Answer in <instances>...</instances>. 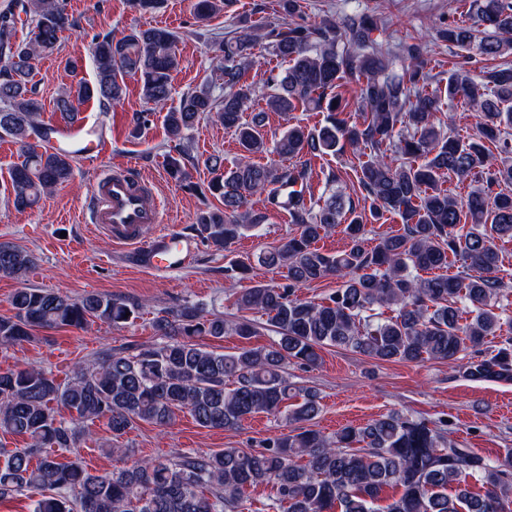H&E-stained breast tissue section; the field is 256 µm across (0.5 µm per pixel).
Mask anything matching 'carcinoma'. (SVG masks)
Instances as JSON below:
<instances>
[{"instance_id": "obj_1", "label": "carcinoma", "mask_w": 512, "mask_h": 512, "mask_svg": "<svg viewBox=\"0 0 512 512\" xmlns=\"http://www.w3.org/2000/svg\"><path fill=\"white\" fill-rule=\"evenodd\" d=\"M299 0H281L277 17L263 25L245 21L226 36L211 37L209 78L172 104V76L182 59L179 35L166 28H134L105 36L93 46L96 82L65 87L56 99L60 120L79 117L81 105L97 99L119 105L125 78L140 84L148 111L135 124L164 113L169 137L181 141L205 116L235 132L239 158L224 167L210 156L211 194L220 205L197 213L194 231L219 252L248 232L266 213L252 208L255 195L288 211L294 233L282 244L260 250L257 262L270 271L287 270L283 281L257 282L240 291L236 306L267 316L276 334L268 346L234 352L209 349L202 336L242 338L256 333L248 319L228 322L198 305H181L153 320L166 341L136 351L107 348L81 362L67 381L35 367L0 373V431L24 436L25 448L0 445V498L28 492L32 512H239L246 489L270 484L274 512H512V456L495 463L450 438L444 425L390 413L333 437L301 428L264 441L256 453L224 448L182 453L173 460L134 459L115 445L107 454L123 466L92 474L78 463L62 464L48 448L76 452L89 424L105 417L112 440L141 421L170 425L188 412L207 429H239L249 417L285 413L307 422L321 411L318 395L297 389L284 375L290 364H314L325 347L349 349L374 360L453 363L470 350L463 374L472 381L512 382V339L484 347L488 339L512 333V319L499 312L509 286L500 276L499 243L512 241V0H471L473 22H450L435 41L467 53L448 71L443 89L428 93L435 78L423 61L420 42L390 48L378 40L377 22L350 14L337 24L323 19L298 23ZM224 9V0H197L194 17L204 25ZM34 26L16 41L24 19ZM75 27L62 0H10L0 11V138H10L23 160L8 172L16 210L38 203L49 191L69 184L74 156L35 143L43 133L42 103L32 82L35 60L53 52L62 34ZM288 61L270 76L262 92L249 73L261 66L255 49ZM479 56L484 65L469 66ZM356 83L357 108L338 88ZM448 105L464 100L476 112L478 133L461 137L435 122L441 96ZM267 110L243 120L257 97ZM283 116L301 110L327 113L326 124L287 126L267 141L266 111ZM351 151L358 191L368 208L358 209L344 192L324 199L305 195L308 157ZM269 160L259 163L257 155ZM293 159L284 166L281 161ZM185 152L169 154L166 165L177 183L186 179ZM473 178L480 186L465 198L442 188L444 177ZM403 224L369 245L366 217L385 214ZM341 229L347 244L325 252L316 243ZM455 263L461 271L444 275ZM34 257L0 242V273L26 277ZM433 271L435 275L422 277ZM332 276L340 285L316 303L299 292ZM14 315L0 318V349L33 337L37 329H82L101 321L118 326L139 316L143 304L110 294L72 298L45 288L23 287L11 298ZM393 312L384 316V310ZM301 397L291 404L289 400ZM69 417L58 416V409ZM482 492L468 489L469 481ZM387 488L399 496L380 506Z\"/></svg>"}]
</instances>
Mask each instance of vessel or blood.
<instances>
[{"label": "vessel or blood", "mask_w": 512, "mask_h": 512, "mask_svg": "<svg viewBox=\"0 0 512 512\" xmlns=\"http://www.w3.org/2000/svg\"><path fill=\"white\" fill-rule=\"evenodd\" d=\"M42 143L48 148L74 149L78 156L92 160L111 149L110 142L98 137L94 127L82 119L48 123ZM151 191V183L138 175L133 166L100 171L85 208L86 229L90 235H105L114 245L132 250L144 270L184 267L195 257L198 240L164 224L160 209L147 203Z\"/></svg>", "instance_id": "1"}]
</instances>
